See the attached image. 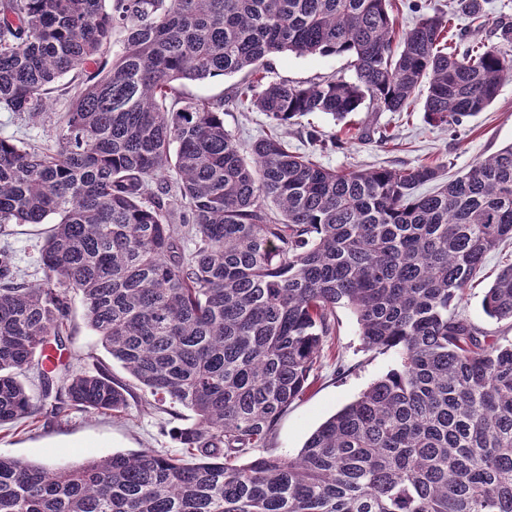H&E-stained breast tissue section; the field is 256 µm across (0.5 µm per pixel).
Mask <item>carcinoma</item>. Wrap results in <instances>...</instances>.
<instances>
[{
	"label": "carcinoma",
	"instance_id": "carcinoma-1",
	"mask_svg": "<svg viewBox=\"0 0 512 512\" xmlns=\"http://www.w3.org/2000/svg\"><path fill=\"white\" fill-rule=\"evenodd\" d=\"M391 0H0V110L36 121L84 70L47 153L0 137V232L58 217L45 279L0 251V426L61 406L120 417L130 384L40 365L63 346L69 295L112 361L192 422L183 453L72 464L0 456V512H512V338L459 311L488 253L512 240V144L453 179L438 166L336 169L342 141L284 130L315 112H403L420 87L445 130L512 80V22L490 41L444 12L399 32ZM125 32L112 65L111 33ZM346 55L351 80L269 82L271 58ZM246 72L217 99L187 81ZM266 115L244 151L224 112ZM176 181L163 180L167 172ZM432 183L428 193L419 188ZM396 367L323 422L295 457L276 425L335 348L336 310ZM512 322V263L482 301Z\"/></svg>",
	"mask_w": 512,
	"mask_h": 512
}]
</instances>
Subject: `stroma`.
Here are the masks:
<instances>
[{"instance_id":"35a3bbf8","label":"stroma","mask_w":512,"mask_h":512,"mask_svg":"<svg viewBox=\"0 0 512 512\" xmlns=\"http://www.w3.org/2000/svg\"><path fill=\"white\" fill-rule=\"evenodd\" d=\"M329 75L352 78L348 58L299 57L284 53L273 58L268 78L273 82L307 84ZM70 105V95H55L50 110L36 122L0 112V136L35 147H53L56 122ZM311 125L325 132L344 129L351 134L342 149L322 156L324 166L400 168L440 164L454 175L478 159L512 144V81L503 84L488 109L468 118L454 132L429 125L424 118L423 103L418 100L408 112H375L365 107L341 122L320 113L308 115L305 125L292 127L288 132V142L293 150L308 151L306 132ZM366 126L385 129L391 136L390 142L381 146L354 140V133ZM55 222V217L51 216L42 224H14L8 235H0V248L10 249L17 267L28 281L43 277L39 250ZM508 262H512V241L486 256L460 305L468 318L490 331L498 330L499 325L484 314L482 300L501 266ZM337 318L335 351L325 354L315 383L277 424L274 446L282 455L295 456L328 417L356 400L397 361L391 352L364 351L358 324L350 310L338 309ZM103 354L98 336L86 324L80 295L72 294L69 336L66 348L60 354L61 360L77 367L88 366L93 357ZM340 363L345 366L341 375L336 372ZM177 423V418L163 407L147 405L144 393L138 391L130 397L128 409L119 417L69 409L58 418L42 417L34 424L24 420L12 427H2L0 455L36 463L62 464L88 456L104 457L147 448L175 454L179 448L169 431Z\"/></svg>"}]
</instances>
